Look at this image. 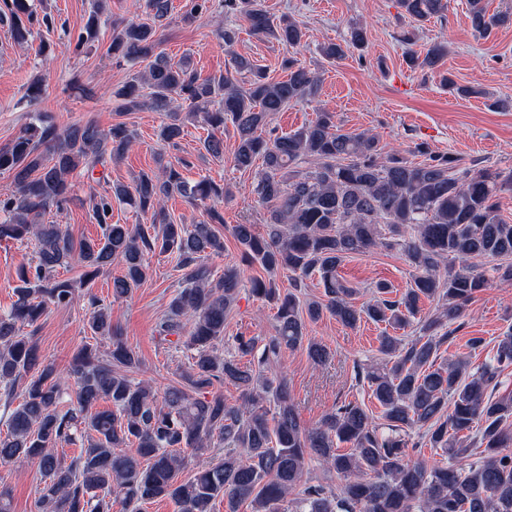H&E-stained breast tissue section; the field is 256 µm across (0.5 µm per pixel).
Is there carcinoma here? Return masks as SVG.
<instances>
[{
	"label": "carcinoma",
	"mask_w": 512,
	"mask_h": 512,
	"mask_svg": "<svg viewBox=\"0 0 512 512\" xmlns=\"http://www.w3.org/2000/svg\"><path fill=\"white\" fill-rule=\"evenodd\" d=\"M12 29L23 41L21 16L32 13L28 0H12ZM144 17L113 26L108 54L118 63L148 62L115 93L119 113L149 107L164 115L161 141L175 146L189 120L210 129L206 154L224 155V127L237 134L234 165L243 171L261 162L254 186L265 207V230L253 224L229 228L241 260L259 265L269 278L254 277L250 292L276 306V334L236 337L226 356L224 322L236 305L242 280L235 266L215 276L205 257L224 253L217 225L223 215L206 201L224 196V188L202 179L190 182L169 163L159 172H140L132 184L116 182L94 199L92 219L99 236L74 241L58 224H44L47 210L75 200L69 176L81 167L120 159L135 134L126 123L108 129L93 121L63 128L38 115L0 148V171L12 174L14 190L0 198V241L34 244L33 263L16 271V300L0 314V391L17 403L0 435V463L34 464L43 479L41 512H112L118 500L126 512L169 498L180 512H226L249 503L252 512H512V392L497 397L499 374L512 365V334L502 337L493 361L471 367L463 358L437 362L448 342L450 325L463 318L475 295L494 281L512 283V224L501 214L502 194L512 192L506 174L450 155H429L413 162L395 152L380 158L378 138L345 132L335 114L287 135L266 133L271 116L293 101L313 99L318 75L290 56L283 59L287 78L274 80L249 58L233 57V70L201 79L187 62L173 63L162 52L159 29L171 12L170 0H142ZM450 0H398L410 17L425 21L448 11ZM217 6L224 16H241L251 32L288 48L300 46L302 26L284 17L274 22L261 0H192L182 16L192 23ZM107 0H95L76 49H89L98 37ZM474 31L486 34L512 22L508 13L490 14L482 0H469ZM365 44L354 26L346 45L327 44L323 58L334 60ZM445 47L435 45L412 68L437 69ZM244 78L238 83L237 76ZM174 197L204 206L195 224H175L166 202ZM143 214L151 224L112 223V200ZM400 248L414 270L413 284L398 298L386 283L358 307L356 290L336 271L353 254L373 248ZM177 255L183 271L179 291L159 325L163 338L191 351L182 383L163 394L137 381L139 359L112 324L110 307L86 293L88 327L108 349L82 346L69 366L58 369L42 359L33 334L49 306L67 307L79 288L90 287L118 261L123 273L112 281L116 299L127 296L149 276L155 253ZM494 258L493 277L476 270L473 260ZM82 269L79 279L61 278L58 269ZM292 273L294 283L317 271L324 298L303 302L280 292L272 275ZM438 298L436 313L417 318L421 298ZM329 313L346 327L367 318L393 327L418 319L420 336L405 342L380 337L381 363L358 375L367 380L383 408L378 424L361 405L342 402L320 424L303 423L288 385L276 371L283 353L306 346L317 364L331 357L327 346L306 336V321ZM235 387L239 401L229 403L223 388ZM111 406L98 408L100 401ZM451 462L427 467L408 459L412 433ZM81 441L68 457L59 445ZM350 444L341 453L338 444ZM224 456L182 477L185 455H202L214 445ZM480 449V459L454 463ZM315 460L341 483L335 493L322 484L300 486L307 462ZM297 491L291 509L283 508Z\"/></svg>",
	"instance_id": "carcinoma-1"
}]
</instances>
